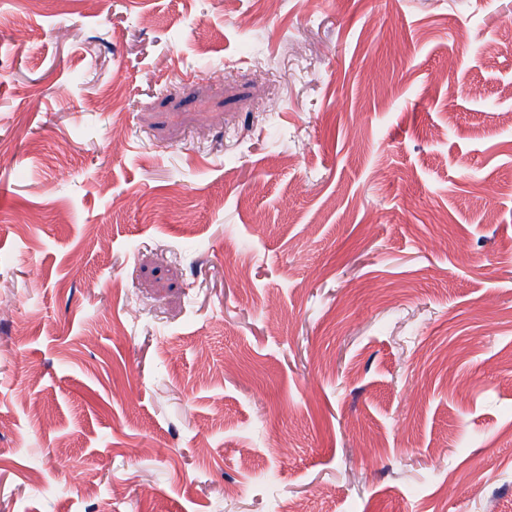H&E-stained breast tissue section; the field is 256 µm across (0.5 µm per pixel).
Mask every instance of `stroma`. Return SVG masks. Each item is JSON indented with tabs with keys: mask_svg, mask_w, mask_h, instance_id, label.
Returning a JSON list of instances; mask_svg holds the SVG:
<instances>
[{
	"mask_svg": "<svg viewBox=\"0 0 512 512\" xmlns=\"http://www.w3.org/2000/svg\"><path fill=\"white\" fill-rule=\"evenodd\" d=\"M508 113L512 0H0V512H512Z\"/></svg>",
	"mask_w": 512,
	"mask_h": 512,
	"instance_id": "35a3bbf8",
	"label": "stroma"
}]
</instances>
